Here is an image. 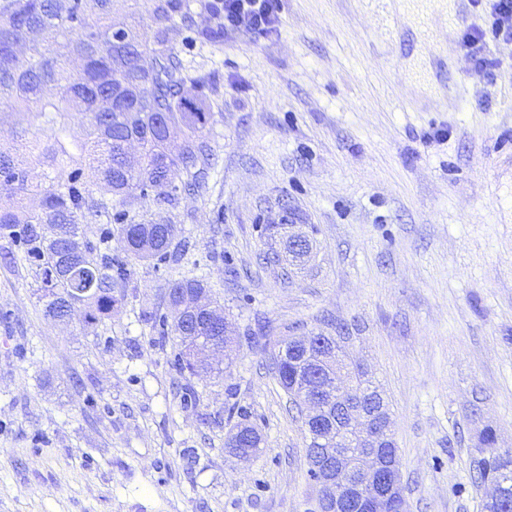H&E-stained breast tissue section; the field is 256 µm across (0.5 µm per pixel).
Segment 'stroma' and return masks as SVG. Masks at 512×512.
<instances>
[{"mask_svg":"<svg viewBox=\"0 0 512 512\" xmlns=\"http://www.w3.org/2000/svg\"><path fill=\"white\" fill-rule=\"evenodd\" d=\"M458 8L393 35L364 0H283L276 35L178 41L215 122L205 187L134 206L180 226L170 257L129 262L110 320L65 326L0 237V512H317L270 357L341 325L388 398L408 512H484L481 430L512 448V40L484 45V77ZM193 277L234 336L219 377L179 371L147 319ZM231 400L257 457L224 446Z\"/></svg>","mask_w":512,"mask_h":512,"instance_id":"1","label":"stroma"}]
</instances>
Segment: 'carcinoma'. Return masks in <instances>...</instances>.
<instances>
[{"instance_id": "1", "label": "carcinoma", "mask_w": 512, "mask_h": 512, "mask_svg": "<svg viewBox=\"0 0 512 512\" xmlns=\"http://www.w3.org/2000/svg\"><path fill=\"white\" fill-rule=\"evenodd\" d=\"M114 2L0 0V104L36 113L50 130L38 140L11 128L10 149L0 146V236L23 247L44 316L62 322L79 311L84 322L95 324L119 309L114 289L125 278L124 262L102 248L112 229H103L94 242L84 235V225L105 217L120 225L127 256L164 261L178 225L138 222L127 210L114 214L112 199L151 197L170 205L179 185H199L210 170L214 113L204 94L209 79L187 73L174 51L180 36L176 19H188L185 0H156L150 43L132 26L112 20ZM194 33L211 43L224 40V28L212 20ZM188 86L195 91L192 99L182 95ZM74 110L84 116L79 136L69 128ZM133 140L142 146L135 167L127 164ZM25 158L46 170L44 179L30 178ZM96 190L107 198L96 199ZM186 294L208 299L211 289L197 278L173 282L166 288L167 304ZM154 328L163 339H177L175 365L192 373L214 371L201 357L206 344L223 349L230 342L218 304L199 312L190 325L161 314ZM279 352L282 357L271 360V369L296 400L302 396L298 376L303 364L324 354L332 368L347 376V402L368 392L389 406L384 391L362 369L339 357L341 348L295 349L283 341ZM229 413L241 422L227 447L243 457L258 454L263 439L246 426L247 409L234 403ZM354 447L381 449L382 464L398 461L396 442L387 431L376 432L370 443L360 439ZM478 467L498 493L486 503V512H512V449L479 458Z\"/></svg>"}]
</instances>
